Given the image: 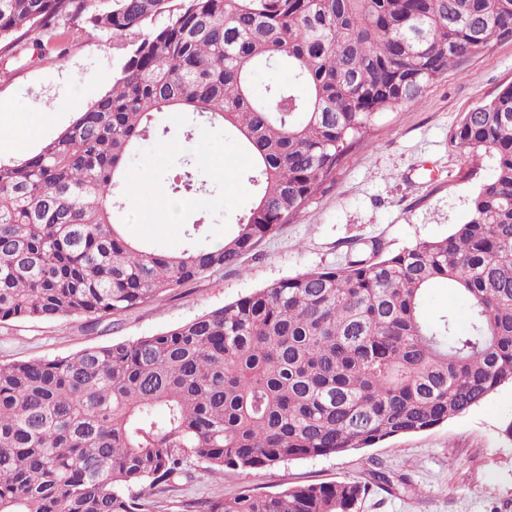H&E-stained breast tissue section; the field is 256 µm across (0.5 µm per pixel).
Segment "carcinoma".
<instances>
[{
  "mask_svg": "<svg viewBox=\"0 0 512 512\" xmlns=\"http://www.w3.org/2000/svg\"><path fill=\"white\" fill-rule=\"evenodd\" d=\"M167 21L150 26L153 18ZM111 34L112 88L39 151L0 163V322L87 327L237 264L336 184L383 111L512 39V0H0V56L61 59ZM258 69L288 80L258 97ZM159 112L224 125L256 190L235 232L190 224L182 249L114 221L127 163ZM493 173L444 239L274 282L162 333L0 363V512H152L187 475L219 479L422 433L512 386V85L452 139ZM173 197L206 183L186 158ZM446 282L467 303L424 313ZM353 478L185 500L176 512H355Z\"/></svg>",
  "mask_w": 512,
  "mask_h": 512,
  "instance_id": "cac0c4a2",
  "label": "carcinoma"
}]
</instances>
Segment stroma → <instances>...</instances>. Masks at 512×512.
<instances>
[{
	"label": "stroma",
	"instance_id": "35a3bbf8",
	"mask_svg": "<svg viewBox=\"0 0 512 512\" xmlns=\"http://www.w3.org/2000/svg\"><path fill=\"white\" fill-rule=\"evenodd\" d=\"M116 65L112 40L100 31L69 44L64 59L7 64L0 72V100L16 115L34 118L36 151L110 87ZM511 84L512 40L458 62L417 103L385 111L366 140L351 149L335 186L237 266L113 317L111 325L94 331L73 318L1 322L0 363L51 359L165 331L278 280L339 266L365 241L395 252L448 236L492 174L489 158L461 153L452 136L465 112ZM157 120L171 133L140 142L128 165L125 207L117 222L131 238L167 250L181 249L187 224L198 220L206 222L212 239H223L253 202L254 188L245 177L248 154L223 126L201 124L188 137L187 115L161 112ZM187 157L209 189L194 194L190 208L171 211L167 176ZM134 182L147 185L162 207L151 210L137 201L130 189ZM511 422L512 387L505 386L463 416L372 448L291 460L229 480L190 467L189 478L157 494L156 506L166 512L179 500L229 498L245 489L263 493L349 477L366 481L378 470L387 484L371 487L356 512H512V438L504 432Z\"/></svg>",
	"mask_w": 512,
	"mask_h": 512
}]
</instances>
